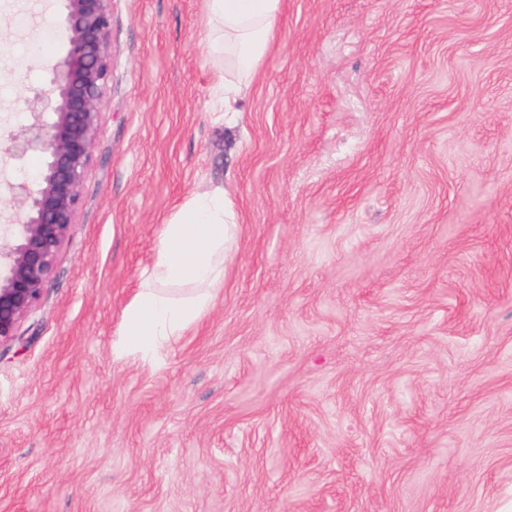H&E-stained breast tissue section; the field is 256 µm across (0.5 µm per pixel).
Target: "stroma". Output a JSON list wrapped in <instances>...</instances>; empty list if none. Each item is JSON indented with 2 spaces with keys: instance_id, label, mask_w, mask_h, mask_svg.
Wrapping results in <instances>:
<instances>
[{
  "instance_id": "35a3bbf8",
  "label": "stroma",
  "mask_w": 512,
  "mask_h": 512,
  "mask_svg": "<svg viewBox=\"0 0 512 512\" xmlns=\"http://www.w3.org/2000/svg\"><path fill=\"white\" fill-rule=\"evenodd\" d=\"M0 0V129L61 52ZM204 0H112L77 222L0 346V512H512V0H283L235 111ZM224 188L208 313L116 357L161 224Z\"/></svg>"
}]
</instances>
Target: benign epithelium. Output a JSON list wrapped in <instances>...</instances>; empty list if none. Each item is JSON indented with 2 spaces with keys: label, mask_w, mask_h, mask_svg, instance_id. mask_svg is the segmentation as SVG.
<instances>
[{
  "label": "benign epithelium",
  "mask_w": 512,
  "mask_h": 512,
  "mask_svg": "<svg viewBox=\"0 0 512 512\" xmlns=\"http://www.w3.org/2000/svg\"><path fill=\"white\" fill-rule=\"evenodd\" d=\"M67 42L45 88L23 100L26 123L5 149L23 163L43 160L34 185L12 187L15 209L0 227V344L36 310L59 251L76 223L83 183L112 77V0H58Z\"/></svg>",
  "instance_id": "obj_1"
}]
</instances>
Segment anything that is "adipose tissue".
<instances>
[{
  "instance_id": "adipose-tissue-1",
  "label": "adipose tissue",
  "mask_w": 512,
  "mask_h": 512,
  "mask_svg": "<svg viewBox=\"0 0 512 512\" xmlns=\"http://www.w3.org/2000/svg\"><path fill=\"white\" fill-rule=\"evenodd\" d=\"M281 13L282 0H205L200 42L211 56L227 57L232 65L217 77L225 111L233 110L245 79L259 72ZM237 233L227 192L188 197L160 228L157 259L123 311L115 352L155 353L206 314L224 281Z\"/></svg>"
}]
</instances>
